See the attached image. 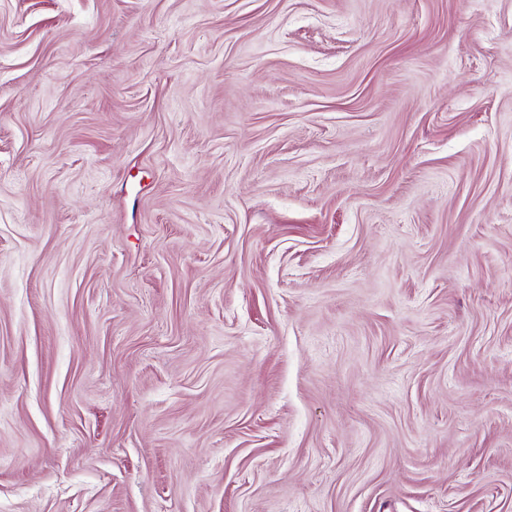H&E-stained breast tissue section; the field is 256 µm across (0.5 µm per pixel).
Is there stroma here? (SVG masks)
Wrapping results in <instances>:
<instances>
[{
	"label": "stroma",
	"instance_id": "35a3bbf8",
	"mask_svg": "<svg viewBox=\"0 0 512 512\" xmlns=\"http://www.w3.org/2000/svg\"><path fill=\"white\" fill-rule=\"evenodd\" d=\"M0 512H512V0H0Z\"/></svg>",
	"mask_w": 512,
	"mask_h": 512
}]
</instances>
